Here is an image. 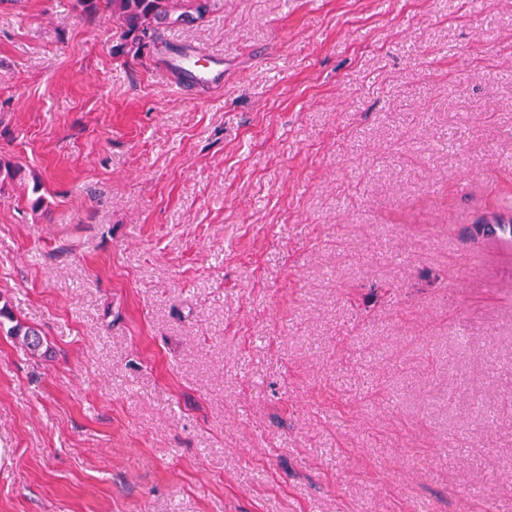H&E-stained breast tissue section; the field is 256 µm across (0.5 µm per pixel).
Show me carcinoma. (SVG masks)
Instances as JSON below:
<instances>
[{"instance_id": "obj_1", "label": "carcinoma", "mask_w": 512, "mask_h": 512, "mask_svg": "<svg viewBox=\"0 0 512 512\" xmlns=\"http://www.w3.org/2000/svg\"><path fill=\"white\" fill-rule=\"evenodd\" d=\"M188 2L190 0H108L112 20L123 32L122 52L136 57L153 40L156 24L192 18ZM10 334L20 339L32 354H49L43 350L44 340L38 329L18 323Z\"/></svg>"}]
</instances>
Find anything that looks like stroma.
I'll return each mask as SVG.
<instances>
[{
    "label": "stroma",
    "mask_w": 512,
    "mask_h": 512,
    "mask_svg": "<svg viewBox=\"0 0 512 512\" xmlns=\"http://www.w3.org/2000/svg\"><path fill=\"white\" fill-rule=\"evenodd\" d=\"M200 2L0 0V512H512V0ZM112 9V20L123 32L125 43L123 53L137 57L147 43L154 38L155 26L162 21H185L193 16L190 6L184 2L191 0H107ZM183 9L179 14L176 12ZM176 15V17H175ZM205 61L206 64L201 63ZM175 65L183 70L186 84L179 90L186 93L196 87L217 88L224 84V61L202 50H192L181 56ZM10 334L20 339L32 354L38 355L42 353L44 340L38 329L17 323L11 328Z\"/></svg>",
    "instance_id": "35a3bbf8"
}]
</instances>
